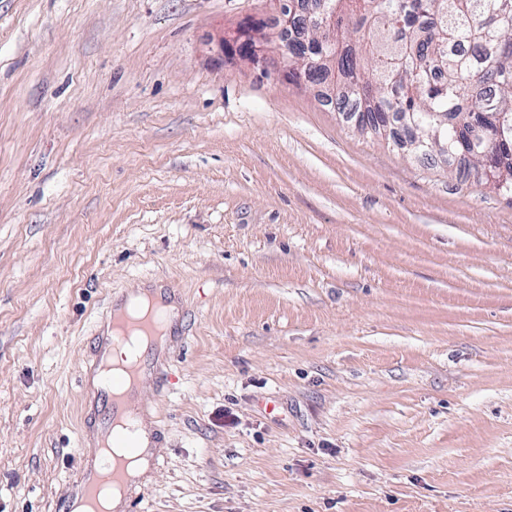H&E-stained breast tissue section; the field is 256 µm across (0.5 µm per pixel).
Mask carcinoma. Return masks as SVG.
<instances>
[{
    "instance_id": "1",
    "label": "carcinoma",
    "mask_w": 512,
    "mask_h": 512,
    "mask_svg": "<svg viewBox=\"0 0 512 512\" xmlns=\"http://www.w3.org/2000/svg\"><path fill=\"white\" fill-rule=\"evenodd\" d=\"M336 41L325 52L297 54L313 83L337 73L328 102L367 114L372 133L408 154L448 160L463 152L491 190L512 197V23L499 0H327ZM436 20L435 26L427 20ZM443 74L435 81L431 73Z\"/></svg>"
}]
</instances>
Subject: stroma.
Masks as SVG:
<instances>
[{
  "mask_svg": "<svg viewBox=\"0 0 512 512\" xmlns=\"http://www.w3.org/2000/svg\"><path fill=\"white\" fill-rule=\"evenodd\" d=\"M280 6L0 0V512H54L156 283L147 512H512V198L222 62Z\"/></svg>",
  "mask_w": 512,
  "mask_h": 512,
  "instance_id": "35a3bbf8",
  "label": "stroma"
}]
</instances>
